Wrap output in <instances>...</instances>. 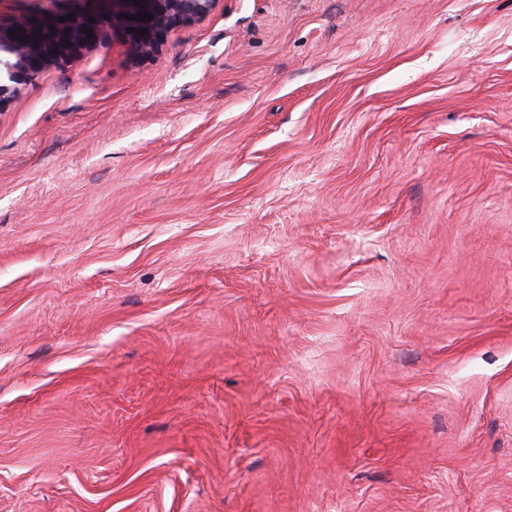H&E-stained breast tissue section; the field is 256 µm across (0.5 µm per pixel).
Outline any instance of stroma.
<instances>
[{"label":"stroma","instance_id":"35a3bbf8","mask_svg":"<svg viewBox=\"0 0 512 512\" xmlns=\"http://www.w3.org/2000/svg\"><path fill=\"white\" fill-rule=\"evenodd\" d=\"M0 512H512V0H219L1 108Z\"/></svg>","mask_w":512,"mask_h":512}]
</instances>
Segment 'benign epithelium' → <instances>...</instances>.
<instances>
[{"instance_id":"7a95c632","label":"benign epithelium","mask_w":512,"mask_h":512,"mask_svg":"<svg viewBox=\"0 0 512 512\" xmlns=\"http://www.w3.org/2000/svg\"><path fill=\"white\" fill-rule=\"evenodd\" d=\"M98 2L103 7L77 12L71 20L67 11L21 22L0 19V108L19 92V85L113 36L122 37L135 55L148 56L172 29L207 17L219 0H139L137 6L132 0ZM145 12L153 18L125 19ZM131 28L140 33L129 32ZM11 30L16 35L9 34Z\"/></svg>"}]
</instances>
